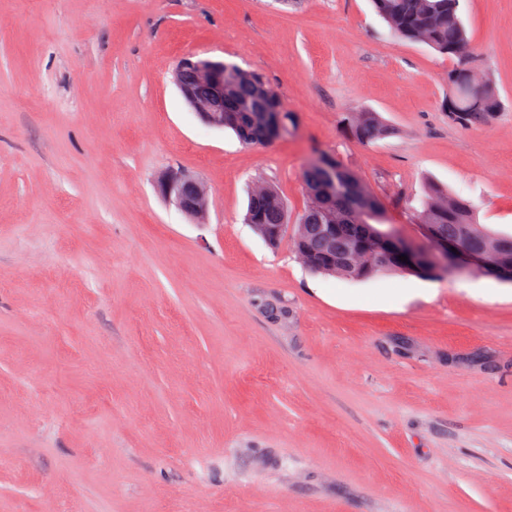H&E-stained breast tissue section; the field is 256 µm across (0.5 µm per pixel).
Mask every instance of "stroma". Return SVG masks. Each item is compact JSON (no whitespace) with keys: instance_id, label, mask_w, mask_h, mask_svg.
I'll list each match as a JSON object with an SVG mask.
<instances>
[{"instance_id":"stroma-1","label":"stroma","mask_w":512,"mask_h":512,"mask_svg":"<svg viewBox=\"0 0 512 512\" xmlns=\"http://www.w3.org/2000/svg\"><path fill=\"white\" fill-rule=\"evenodd\" d=\"M462 19L503 102L479 128L370 0H0V512H512V284L344 282L243 221L259 177L297 218L320 150L408 240L432 180L512 234V0ZM190 55L261 73L295 128L204 126ZM355 109L392 135L347 136ZM157 189L166 202L193 223L203 224L207 220L208 190L197 176L184 169H169L158 177Z\"/></svg>"}]
</instances>
